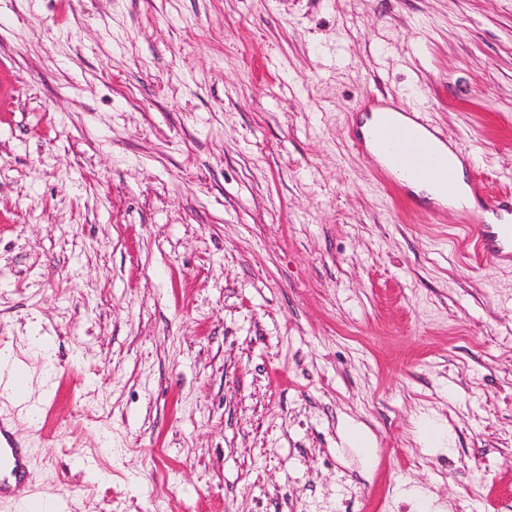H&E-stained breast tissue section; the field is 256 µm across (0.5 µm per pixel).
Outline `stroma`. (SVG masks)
<instances>
[{
  "instance_id": "1",
  "label": "stroma",
  "mask_w": 512,
  "mask_h": 512,
  "mask_svg": "<svg viewBox=\"0 0 512 512\" xmlns=\"http://www.w3.org/2000/svg\"><path fill=\"white\" fill-rule=\"evenodd\" d=\"M368 95L512 193V0H0V351L33 387L0 419L34 495L512 512V263L379 179Z\"/></svg>"
}]
</instances>
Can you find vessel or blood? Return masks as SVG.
I'll return each instance as SVG.
<instances>
[{"label": "vessel or blood", "mask_w": 512, "mask_h": 512, "mask_svg": "<svg viewBox=\"0 0 512 512\" xmlns=\"http://www.w3.org/2000/svg\"><path fill=\"white\" fill-rule=\"evenodd\" d=\"M373 106L378 120L370 139L354 140V147L360 149L369 143L385 154L391 166L382 175L401 189L416 183L435 187L440 199L427 204L426 212H438L447 201L468 199L470 205L463 210V221L469 228L474 252H489L498 260L511 262L512 198H490L484 183L476 177L458 184L457 165L470 166L474 160L456 143L450 144L448 151L438 149L433 141L436 130L423 113L385 99L374 100ZM30 476L28 449L20 446L0 420V498L14 500L16 512H53L46 502L19 498V491L30 484Z\"/></svg>", "instance_id": "obj_1"}]
</instances>
